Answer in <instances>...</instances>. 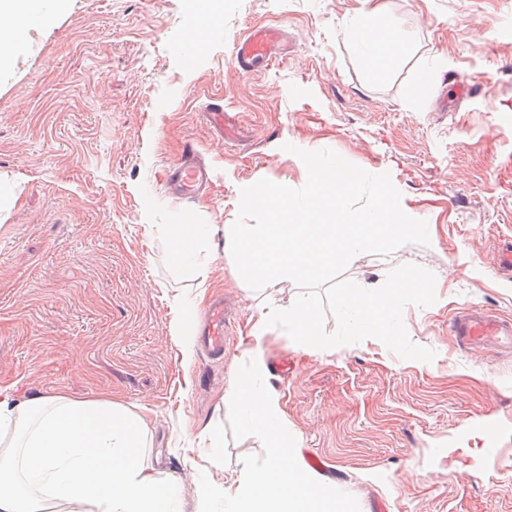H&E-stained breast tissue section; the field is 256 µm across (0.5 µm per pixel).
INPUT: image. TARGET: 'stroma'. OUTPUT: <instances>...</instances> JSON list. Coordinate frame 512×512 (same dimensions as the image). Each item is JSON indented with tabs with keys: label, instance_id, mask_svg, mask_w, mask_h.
<instances>
[{
	"label": "stroma",
	"instance_id": "1",
	"mask_svg": "<svg viewBox=\"0 0 512 512\" xmlns=\"http://www.w3.org/2000/svg\"><path fill=\"white\" fill-rule=\"evenodd\" d=\"M365 5L404 44L383 78L355 47ZM201 14L199 0H68L0 72V180L14 193L0 211V384L143 408L144 464L178 477L182 512H199L200 475L233 485L262 451L233 440L224 403L253 359L298 455L323 461L310 475L360 512H512V351L470 350L449 330L468 302L512 317V274L493 252L512 239V0H221L188 64L180 49ZM270 24L281 56L236 70L235 42ZM479 81L487 98H466ZM216 102L242 137L218 140L204 116ZM188 143L213 183L176 200L166 173ZM287 143L390 173L404 212L427 221L429 245L362 254L337 279L377 288L406 264L433 272L436 302L403 315L433 361L376 338L311 350L278 328L254 335L261 310L300 289L248 287L223 236L202 244L205 284L170 265L153 225L230 224L241 188L305 183ZM218 295L231 324L215 362L199 327ZM179 313L188 327L174 336Z\"/></svg>",
	"mask_w": 512,
	"mask_h": 512
}]
</instances>
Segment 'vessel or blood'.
I'll return each instance as SVG.
<instances>
[{
  "mask_svg": "<svg viewBox=\"0 0 512 512\" xmlns=\"http://www.w3.org/2000/svg\"><path fill=\"white\" fill-rule=\"evenodd\" d=\"M281 41L279 28L251 27L235 43L231 60L241 71H257L277 57ZM207 184L206 168L197 161L195 149H188L170 172L169 193L180 199L203 190ZM228 324V313L223 301H214L205 316L206 347L211 356H223ZM450 331L470 349H512V319L499 316L478 304H468L463 311L457 313Z\"/></svg>",
  "mask_w": 512,
  "mask_h": 512,
  "instance_id": "obj_1",
  "label": "vessel or blood"
}]
</instances>
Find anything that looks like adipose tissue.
I'll use <instances>...</instances> for the list:
<instances>
[{"label":"adipose tissue","instance_id":"obj_1","mask_svg":"<svg viewBox=\"0 0 512 512\" xmlns=\"http://www.w3.org/2000/svg\"><path fill=\"white\" fill-rule=\"evenodd\" d=\"M35 0H0V70L9 68L30 29L47 26L55 13L34 15ZM357 42L366 67L385 75L402 48L394 27L377 11L362 12ZM157 230L167 240L178 271L205 276L198 264L201 240L216 225L197 224L189 239L170 224ZM147 446L144 418L108 401L60 396L20 398L15 386H0V512H41L43 500L69 512H178L181 485L140 464Z\"/></svg>","mask_w":512,"mask_h":512}]
</instances>
